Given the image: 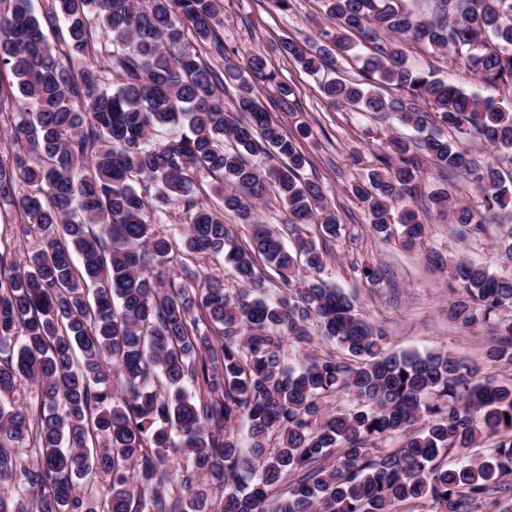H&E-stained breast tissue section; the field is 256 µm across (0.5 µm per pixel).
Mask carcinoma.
I'll use <instances>...</instances> for the list:
<instances>
[{"label": "carcinoma", "instance_id": "obj_1", "mask_svg": "<svg viewBox=\"0 0 512 512\" xmlns=\"http://www.w3.org/2000/svg\"><path fill=\"white\" fill-rule=\"evenodd\" d=\"M0 10V73L16 79L10 154H0V199L13 198L15 240L32 241L25 262L0 250V512H477L512 491V382L441 350L390 353L342 289L318 277L321 245L341 224L308 164L253 94L277 78L259 52L224 74L189 49L204 43L224 58L219 0H6ZM336 26L281 53L312 75L366 49L359 77L321 80L332 103L384 115L422 132L439 124L512 151V108L468 95L414 65L407 41L454 55L487 85H512V0H434L430 17L404 0H323ZM99 21L112 43L110 65L94 60ZM83 62L73 74L65 63ZM117 75L106 86V72ZM396 89L388 97L376 85ZM238 88L224 110V86ZM478 182L484 212L512 204V176L480 169L453 138L431 132L393 140L380 166L352 185L371 231L411 249L426 225L414 210L421 160ZM214 175L218 205L198 201L199 176ZM39 191L20 193L26 186ZM269 197L289 223L317 225L289 250L255 218ZM470 230L482 221L446 191ZM183 207L177 240L144 214ZM248 227L238 237L224 214ZM222 255L243 287L192 263ZM448 269L458 299L449 316L464 328L489 326L487 362L512 365V278L465 262ZM312 279L294 288L299 264ZM285 291L271 294L264 267ZM318 335L332 353L285 363V342ZM35 388L16 404L20 386ZM348 393L352 406L326 413L324 400ZM424 427L412 432L419 419ZM395 436L396 448L380 443ZM493 439L491 454L465 449ZM462 450L444 466L441 454ZM180 456L175 471L170 454ZM295 483L276 494L288 474ZM224 495L202 490L203 477Z\"/></svg>", "mask_w": 512, "mask_h": 512}]
</instances>
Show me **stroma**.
Masks as SVG:
<instances>
[{"instance_id": "obj_1", "label": "stroma", "mask_w": 512, "mask_h": 512, "mask_svg": "<svg viewBox=\"0 0 512 512\" xmlns=\"http://www.w3.org/2000/svg\"><path fill=\"white\" fill-rule=\"evenodd\" d=\"M220 5L224 15L220 36L233 51L232 62L243 63L252 51H263L278 73V84L293 89L284 106L279 103L277 85L257 84L255 95L288 133H296L302 124L312 130L301 143L308 157L303 175L320 183L343 228L331 246L322 279L341 288L364 317L382 328L390 351L436 348L477 365L483 378L511 381L512 367L486 360V349L494 342L491 331L477 326L466 329L449 319L454 296L448 289V274L433 269L427 255L437 251L453 262H478L492 273L511 278L512 260L505 257L501 245L512 220L504 217L463 235L449 212L432 207L424 216L428 235L423 246L411 252L371 234L352 183L376 166L377 153L387 150L391 139L406 136L407 131L391 119L331 104L318 78L281 55L282 42L319 39L327 25L321 0H294L287 11L278 10L272 0H221ZM405 50L420 67L467 93L512 106V89L488 86L450 55L429 53L415 43ZM362 264L381 268L383 280L372 287L362 284L357 272Z\"/></svg>"}]
</instances>
